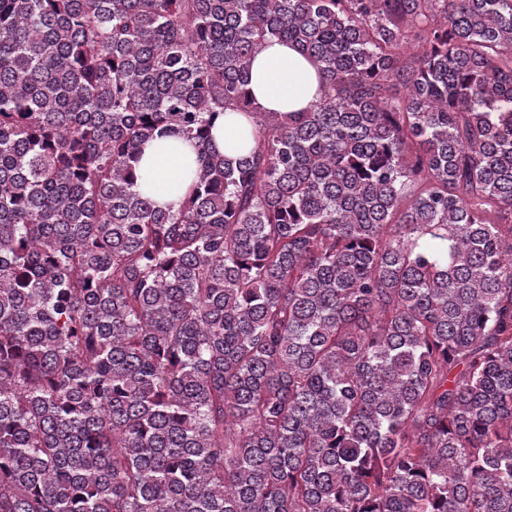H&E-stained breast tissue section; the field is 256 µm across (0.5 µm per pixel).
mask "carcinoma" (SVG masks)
<instances>
[{
	"label": "carcinoma",
	"mask_w": 512,
	"mask_h": 512,
	"mask_svg": "<svg viewBox=\"0 0 512 512\" xmlns=\"http://www.w3.org/2000/svg\"><path fill=\"white\" fill-rule=\"evenodd\" d=\"M0 512H512V0H0ZM247 88L255 104L270 112H301L322 95L317 70L296 47L278 40L253 59ZM245 124L242 115L226 112L216 120L212 135L217 149L227 157L236 158L239 155L240 127ZM192 155L193 149L186 142L147 144L138 164L139 188L148 193L154 183L172 184L177 187V191L164 195L155 194L153 199L160 205L177 206L183 194V163L186 156Z\"/></svg>",
	"instance_id": "1"
}]
</instances>
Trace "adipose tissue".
<instances>
[{
  "label": "adipose tissue",
  "instance_id": "adipose-tissue-1",
  "mask_svg": "<svg viewBox=\"0 0 512 512\" xmlns=\"http://www.w3.org/2000/svg\"><path fill=\"white\" fill-rule=\"evenodd\" d=\"M248 89L257 106L270 112H300L318 101L322 86L316 69L294 46L272 40L255 56ZM189 143L170 141L146 145L138 164L142 191L156 183L173 185V192L157 196L162 205H178L183 163L192 155Z\"/></svg>",
  "mask_w": 512,
  "mask_h": 512
}]
</instances>
